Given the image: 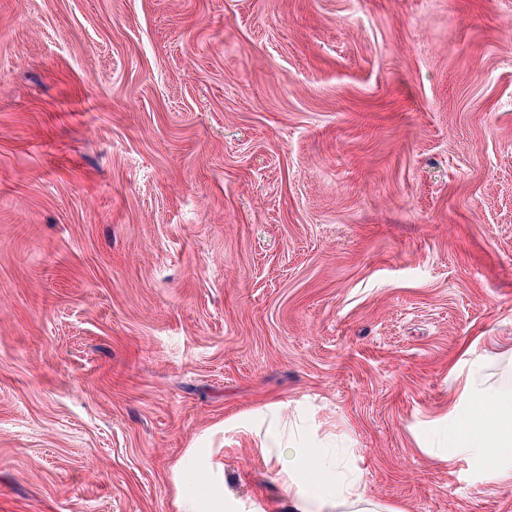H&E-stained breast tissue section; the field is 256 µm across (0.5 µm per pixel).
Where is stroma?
<instances>
[{
  "label": "stroma",
  "instance_id": "obj_1",
  "mask_svg": "<svg viewBox=\"0 0 512 512\" xmlns=\"http://www.w3.org/2000/svg\"><path fill=\"white\" fill-rule=\"evenodd\" d=\"M512 361V0H0V512H397ZM289 449L296 458L294 466L285 471L289 512H397L367 496L361 487V474L345 473L337 459L325 467L305 448ZM304 471L316 476V487Z\"/></svg>",
  "mask_w": 512,
  "mask_h": 512
}]
</instances>
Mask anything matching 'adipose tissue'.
I'll return each mask as SVG.
<instances>
[{"mask_svg":"<svg viewBox=\"0 0 512 512\" xmlns=\"http://www.w3.org/2000/svg\"><path fill=\"white\" fill-rule=\"evenodd\" d=\"M461 397L468 406L462 425L448 431L454 453L472 457L491 473L512 468V384L489 385L479 373L466 377ZM296 462L287 471L288 512H393L367 496L361 476L341 464L320 465L306 449H294Z\"/></svg>","mask_w":512,"mask_h":512,"instance_id":"adipose-tissue-1","label":"adipose tissue"}]
</instances>
